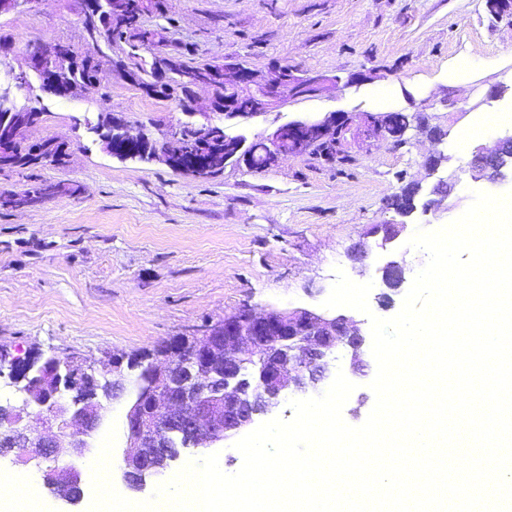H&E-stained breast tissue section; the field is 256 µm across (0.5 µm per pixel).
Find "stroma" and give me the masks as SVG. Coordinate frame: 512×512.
<instances>
[{"label":"stroma","mask_w":512,"mask_h":512,"mask_svg":"<svg viewBox=\"0 0 512 512\" xmlns=\"http://www.w3.org/2000/svg\"><path fill=\"white\" fill-rule=\"evenodd\" d=\"M171 38L196 47L198 60L239 58L264 70L356 76L313 100L284 103L226 131L253 141L288 122L329 112H426L447 127L434 145L411 136L404 145L349 137L346 160L289 157L273 170L242 165L197 178L160 163L123 162L92 128L105 111L132 128L160 132L185 121L177 99L152 97L121 77L104 90L58 98L42 94L27 69L31 45L79 41L78 0H34L0 15V93L46 117L30 140L66 142L68 168L37 166L0 176V193L66 180L80 187L25 208H0V353L54 352L95 365L119 354L139 358L172 337L223 320L242 306L322 310L337 271L379 283L387 254L372 249L366 271L347 252L367 224L398 221L387 199L411 180L431 192L424 162L448 155L459 179L445 211L407 217L398 248L413 269L426 262L409 249L415 230L460 217L475 193L512 192L472 180L476 147L494 148L512 124L476 127L480 112L512 113V98H490L512 82V24L495 21L483 0H169ZM26 82H18L19 73ZM354 383L345 421L364 423L375 404L374 357L359 371L335 363Z\"/></svg>","instance_id":"stroma-1"}]
</instances>
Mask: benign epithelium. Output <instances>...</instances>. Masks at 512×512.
Masks as SVG:
<instances>
[{"label": "benign epithelium", "instance_id": "7a95c632", "mask_svg": "<svg viewBox=\"0 0 512 512\" xmlns=\"http://www.w3.org/2000/svg\"><path fill=\"white\" fill-rule=\"evenodd\" d=\"M486 13L494 20L512 22V0H484ZM71 58L68 45L57 41L41 45L28 54V68L38 75L42 90L54 96L68 93L56 78L57 67ZM182 109L193 108L194 89L200 85L224 96L212 95L211 111L201 120L178 123L156 138L144 131L129 132L125 119L112 114V136L125 145L112 156L123 161L157 162L181 174L196 176L199 168L184 162L186 144L181 131L200 139L211 151V170L221 173L228 164H243L255 171H268L290 156L322 154L330 162L344 156L347 135L355 127L370 143L401 140L410 130L440 140L449 132L433 124L424 112H330L321 118L296 120L265 132L245 144L230 136L225 126L213 120L247 123L285 102L313 99L337 88L341 78L327 74H299L284 65L265 72L246 62L225 57L209 63L201 75L182 76ZM0 163L16 161L13 143L29 127L39 125L34 112H17L8 94L0 96ZM469 171L476 180L492 186L512 184V136L498 141L495 149L473 151ZM458 179L457 170L438 180L439 200L427 211L444 208L448 186ZM406 223L369 224L363 238L381 249L396 242ZM381 306L388 308L408 280L405 261L390 260L381 267ZM368 341L359 323L347 315L328 316L307 308L256 311L250 307L210 326L198 336H179L147 361L127 363L143 368L134 385L133 399L126 414L127 443L123 450V477L134 490L170 471L189 450L208 448L250 427L256 419L271 414L285 392L309 393L329 377L331 364L345 353L353 364L362 361ZM117 357L97 371L55 355L0 358V378L21 384L23 398L0 417L2 453H12L15 462L40 475L50 495L70 504L79 502L85 475L69 463L83 457L91 447L93 434L105 424L108 409L98 397L103 391L113 399L126 392L107 389L110 377L121 372ZM38 409L42 432H28L26 418ZM75 485L77 492L60 491L62 483Z\"/></svg>", "mask_w": 512, "mask_h": 512}]
</instances>
